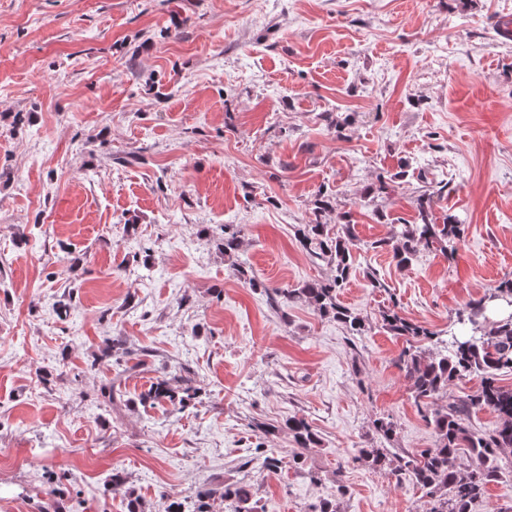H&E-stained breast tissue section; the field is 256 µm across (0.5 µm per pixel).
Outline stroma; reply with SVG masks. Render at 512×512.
Segmentation results:
<instances>
[{
    "label": "stroma",
    "mask_w": 512,
    "mask_h": 512,
    "mask_svg": "<svg viewBox=\"0 0 512 512\" xmlns=\"http://www.w3.org/2000/svg\"><path fill=\"white\" fill-rule=\"evenodd\" d=\"M511 24L512 0H0V512H191L224 480L264 512L340 486L339 512H428L356 451L379 417L396 451L435 443L381 311L444 337L512 278ZM425 186L465 235L400 268L377 243ZM346 213L360 336L273 294L332 279L297 230ZM180 377L188 408L141 404ZM291 417L317 448L298 452ZM298 448L309 450L319 445V439L312 426L304 419L289 418L285 423Z\"/></svg>",
    "instance_id": "35a3bbf8"
}]
</instances>
